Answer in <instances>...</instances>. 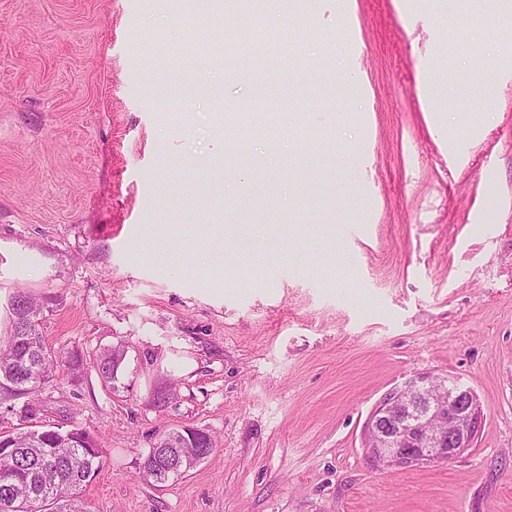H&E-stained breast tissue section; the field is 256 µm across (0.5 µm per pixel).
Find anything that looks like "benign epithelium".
I'll use <instances>...</instances> for the list:
<instances>
[{"instance_id":"obj_1","label":"benign epithelium","mask_w":512,"mask_h":512,"mask_svg":"<svg viewBox=\"0 0 512 512\" xmlns=\"http://www.w3.org/2000/svg\"><path fill=\"white\" fill-rule=\"evenodd\" d=\"M482 418L472 389L450 376L415 375L386 392L371 411L367 457L395 469L453 460L471 447Z\"/></svg>"}]
</instances>
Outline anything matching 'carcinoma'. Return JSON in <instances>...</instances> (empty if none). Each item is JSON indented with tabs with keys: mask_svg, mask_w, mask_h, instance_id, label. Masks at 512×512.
<instances>
[{
	"mask_svg": "<svg viewBox=\"0 0 512 512\" xmlns=\"http://www.w3.org/2000/svg\"><path fill=\"white\" fill-rule=\"evenodd\" d=\"M7 308L10 328L0 336V403H20L16 414L24 426L13 433L12 450L0 455V512H85L80 494L104 464L101 442L94 437L87 443L89 433L77 427L27 424L40 388L61 366L80 371L81 359L47 346L39 330V304L31 294L14 291ZM121 355L120 346L99 352L95 369L103 381L116 379ZM212 452L210 439L189 448L155 443L142 477L166 482Z\"/></svg>",
	"mask_w": 512,
	"mask_h": 512,
	"instance_id": "cac0c4a2",
	"label": "carcinoma"
}]
</instances>
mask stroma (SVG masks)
<instances>
[{
	"label": "stroma",
	"instance_id": "obj_1",
	"mask_svg": "<svg viewBox=\"0 0 512 512\" xmlns=\"http://www.w3.org/2000/svg\"><path fill=\"white\" fill-rule=\"evenodd\" d=\"M464 2L312 0L254 53L227 5L0 0V334L22 288L84 356L35 419L101 438L87 512H512V68L462 95L512 12ZM420 373L481 429L375 467L364 424ZM182 426L214 451L144 481ZM121 350V346L113 348V352L112 347L104 348L95 359V369L104 382L115 381L120 367Z\"/></svg>",
	"mask_w": 512,
	"mask_h": 512
}]
</instances>
